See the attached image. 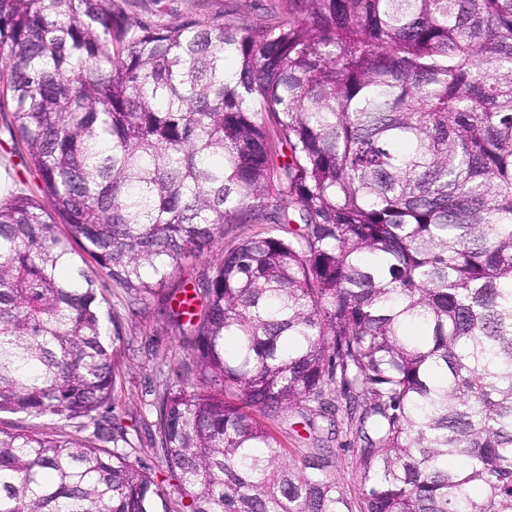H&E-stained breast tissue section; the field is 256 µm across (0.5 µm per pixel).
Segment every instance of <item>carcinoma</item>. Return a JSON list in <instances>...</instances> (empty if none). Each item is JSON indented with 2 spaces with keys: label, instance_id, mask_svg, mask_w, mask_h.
<instances>
[{
  "label": "carcinoma",
  "instance_id": "1",
  "mask_svg": "<svg viewBox=\"0 0 512 512\" xmlns=\"http://www.w3.org/2000/svg\"><path fill=\"white\" fill-rule=\"evenodd\" d=\"M0 111L39 181L0 201V512H512V0H288L160 24L0 0ZM224 245L180 288L189 254ZM183 336L137 461L120 317ZM366 443L361 496L328 449ZM302 414L301 409H293L275 425L285 448H288V457H290L289 455L294 451V448L323 447V444L317 443L309 436V432L303 429ZM328 445L335 453L333 474L343 484L349 496L358 498L361 494V489L354 471L356 458L361 448L360 442H353L352 437L346 434L345 425H340L334 441L328 443ZM138 458L140 464L145 468L150 469V471L156 477V480L164 487V489H166L167 492L171 493V497H176V493H174V487L172 486L175 481H172L169 477L162 456L153 451L151 448L144 447L143 450H141Z\"/></svg>",
  "mask_w": 512,
  "mask_h": 512
}]
</instances>
